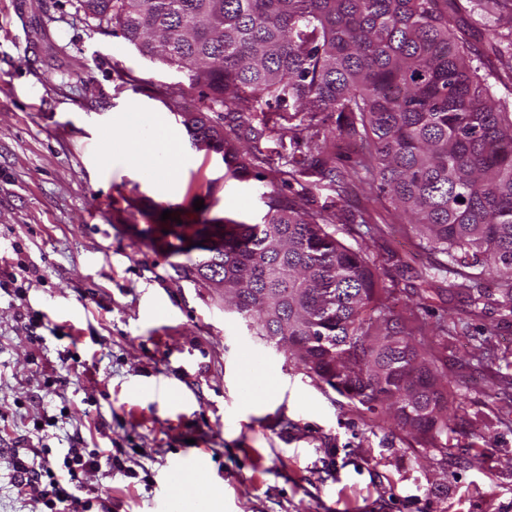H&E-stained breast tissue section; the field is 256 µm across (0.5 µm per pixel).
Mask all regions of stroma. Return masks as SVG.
<instances>
[{
  "label": "stroma",
  "instance_id": "obj_1",
  "mask_svg": "<svg viewBox=\"0 0 512 512\" xmlns=\"http://www.w3.org/2000/svg\"><path fill=\"white\" fill-rule=\"evenodd\" d=\"M473 18V52L511 93L512 69L492 53L486 18ZM186 81L93 31L75 0H0V271L37 269L0 288V512H43L12 488L14 458L39 450L58 466L71 448L102 460L81 473L79 498L96 490L112 512H153L168 494L173 512H512V322L488 311L449 345L457 396L437 465L252 336L188 255L159 241L168 202L189 226L264 213L265 183L225 179L220 155L191 146ZM140 111L178 126L174 173L123 147ZM291 192L335 205L345 244L395 256L400 304L430 323L464 310L448 300V274L416 302V275L437 258L364 184L340 200L304 177ZM192 454L204 466L173 476Z\"/></svg>",
  "mask_w": 512,
  "mask_h": 512
}]
</instances>
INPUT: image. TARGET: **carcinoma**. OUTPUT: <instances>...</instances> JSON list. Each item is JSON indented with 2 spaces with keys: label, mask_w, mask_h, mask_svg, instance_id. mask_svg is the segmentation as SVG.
I'll return each instance as SVG.
<instances>
[{
  "label": "carcinoma",
  "mask_w": 512,
  "mask_h": 512,
  "mask_svg": "<svg viewBox=\"0 0 512 512\" xmlns=\"http://www.w3.org/2000/svg\"><path fill=\"white\" fill-rule=\"evenodd\" d=\"M485 2L492 47L512 66V0ZM472 3L76 0L95 29L187 76L201 108L183 124L193 146L207 140L222 155L224 177L261 179L264 130H250L247 148L223 134L224 119L258 108L292 148L274 180L315 176L341 200L362 171L419 246L446 257L438 269L457 275L448 298L467 310L431 327L412 308L395 312L396 288L381 278L394 255L339 241L327 207L306 210L273 188L261 194L260 222L206 220L192 234L203 255L191 271L237 289L224 305L253 335L272 347L277 336L308 337L289 362L443 456L454 399L443 352L488 307L512 316V100L497 96L448 23ZM340 140L365 148L348 170L336 166ZM419 281L412 295L436 292L435 275Z\"/></svg>",
  "instance_id": "cac0c4a2"
}]
</instances>
